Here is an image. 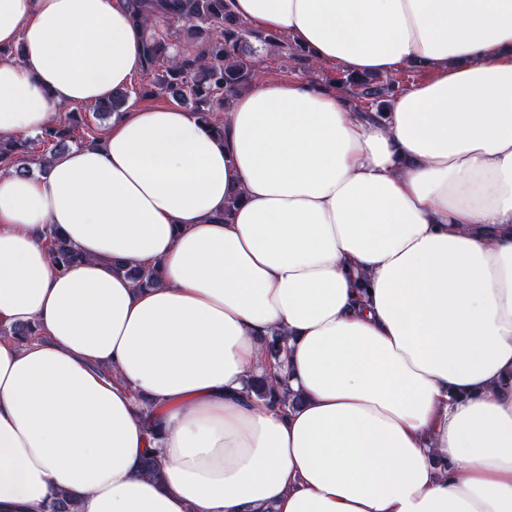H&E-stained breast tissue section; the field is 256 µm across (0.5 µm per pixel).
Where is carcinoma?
Returning <instances> with one entry per match:
<instances>
[{
	"label": "carcinoma",
	"mask_w": 512,
	"mask_h": 512,
	"mask_svg": "<svg viewBox=\"0 0 512 512\" xmlns=\"http://www.w3.org/2000/svg\"><path fill=\"white\" fill-rule=\"evenodd\" d=\"M124 4L138 21H151L164 17L172 23H184L190 40L181 32H173L174 40L185 49L178 57L168 55L171 42L163 36L149 34L143 52L142 72L154 77L152 86L180 101H189L201 121L211 124L216 113L223 111L226 101L238 90L249 85L257 75V49L250 38L251 31L229 9L226 0H124ZM281 52L311 69L304 51L272 36ZM336 83L363 102L364 108L382 112L389 98L399 87V81L376 75L353 76L343 74ZM129 94L118 90L112 93L107 104L94 106V115L119 114ZM71 129L61 124L47 127L37 135V140L50 146V152L67 147ZM28 153V144L14 138H0V169L27 173L22 156ZM55 261L62 270L80 260V254L59 236L56 229L48 231ZM117 270L133 280L140 288L159 284L153 267L117 265ZM0 334L25 342L37 335L35 327L2 326ZM247 388L260 400H270L288 406V392L268 384L265 377H252ZM79 499L68 492H61L47 505L46 512H78Z\"/></svg>",
	"instance_id": "carcinoma-1"
}]
</instances>
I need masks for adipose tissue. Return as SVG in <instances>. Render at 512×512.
<instances>
[{
  "label": "adipose tissue",
  "instance_id": "ef3b65f1",
  "mask_svg": "<svg viewBox=\"0 0 512 512\" xmlns=\"http://www.w3.org/2000/svg\"><path fill=\"white\" fill-rule=\"evenodd\" d=\"M228 4L317 64L422 78L365 112L260 76L223 137L131 105L0 170V322L38 331L0 336V512H512V0ZM145 39L117 0H0V135L106 101ZM48 238L55 261L60 269L65 270L71 264L80 260L81 256L79 252L75 250L67 239L59 236L55 228L49 229ZM117 270L124 273V275L129 279L133 280L138 287L151 288L159 284L158 274L155 267H129L124 264H117ZM247 388L260 400H269L278 405L288 406L287 386L280 392L274 385H269L263 376L252 377L247 382Z\"/></svg>",
  "mask_w": 512,
  "mask_h": 512
}]
</instances>
